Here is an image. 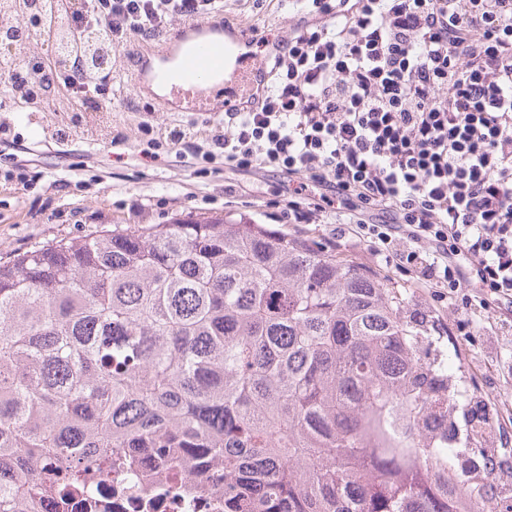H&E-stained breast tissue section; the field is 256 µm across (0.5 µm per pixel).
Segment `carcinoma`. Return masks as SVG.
I'll list each match as a JSON object with an SVG mask.
<instances>
[{
	"label": "carcinoma",
	"mask_w": 512,
	"mask_h": 512,
	"mask_svg": "<svg viewBox=\"0 0 512 512\" xmlns=\"http://www.w3.org/2000/svg\"><path fill=\"white\" fill-rule=\"evenodd\" d=\"M78 0H0L35 51ZM56 62L92 84L85 40ZM48 76L10 89L43 111ZM372 271L228 214L100 229L0 263V512L88 503L122 473L185 463L224 512H500L486 407L462 452L460 393L428 324Z\"/></svg>",
	"instance_id": "obj_1"
}]
</instances>
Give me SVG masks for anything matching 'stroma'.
Here are the masks:
<instances>
[{
    "instance_id": "stroma-1",
    "label": "stroma",
    "mask_w": 512,
    "mask_h": 512,
    "mask_svg": "<svg viewBox=\"0 0 512 512\" xmlns=\"http://www.w3.org/2000/svg\"><path fill=\"white\" fill-rule=\"evenodd\" d=\"M225 19L258 32L260 43L246 46L251 56L267 57L273 46L287 39L298 16L290 0H224ZM156 37L131 36L112 54V131L125 135V144L93 143L71 137L49 138L29 122L0 81V261L45 243L77 238L116 224H163L179 215L244 214L258 223L302 236L325 246L338 257L368 267L406 294L410 313L438 321L443 331L445 357L461 361L468 389L485 404L496 431L495 450L512 457V306L491 303L488 308L460 313L439 289L419 284L406 269L385 262L373 246L347 224H291L280 220L281 197L287 189L280 174L201 172L189 151L155 147L142 125L162 130L186 127L188 112H161L140 95L131 73L133 47L156 44ZM24 164L39 174L34 187L4 179L5 170ZM468 320L469 335H460L459 320Z\"/></svg>"
}]
</instances>
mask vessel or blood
Wrapping results in <instances>:
<instances>
[{"mask_svg":"<svg viewBox=\"0 0 512 512\" xmlns=\"http://www.w3.org/2000/svg\"><path fill=\"white\" fill-rule=\"evenodd\" d=\"M183 29L191 33L190 42L167 38L138 49L137 89L148 94L160 84L155 102L163 112H233L252 99L265 67L240 51L249 34L219 18L187 22Z\"/></svg>","mask_w":512,"mask_h":512,"instance_id":"obj_1","label":"vessel or blood"}]
</instances>
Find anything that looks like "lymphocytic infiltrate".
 Wrapping results in <instances>:
<instances>
[{"label":"lymphocytic infiltrate","instance_id":"obj_1","mask_svg":"<svg viewBox=\"0 0 512 512\" xmlns=\"http://www.w3.org/2000/svg\"><path fill=\"white\" fill-rule=\"evenodd\" d=\"M220 0H83L75 31L114 47ZM255 107L205 162L294 181L292 224H353L460 309L512 302V0H293Z\"/></svg>","mask_w":512,"mask_h":512}]
</instances>
